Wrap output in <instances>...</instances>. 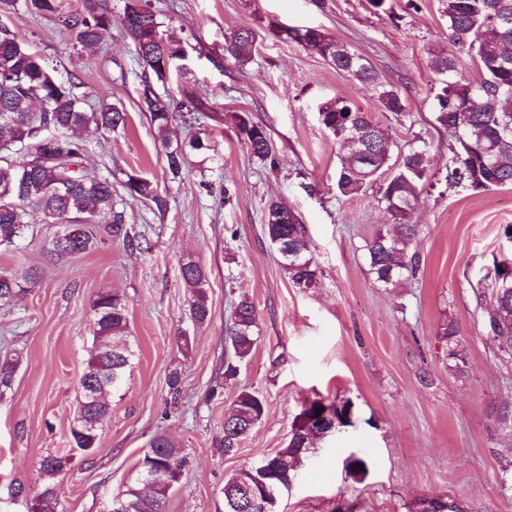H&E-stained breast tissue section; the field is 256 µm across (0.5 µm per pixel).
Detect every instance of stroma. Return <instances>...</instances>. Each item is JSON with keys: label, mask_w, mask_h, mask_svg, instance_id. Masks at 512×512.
I'll use <instances>...</instances> for the list:
<instances>
[{"label": "stroma", "mask_w": 512, "mask_h": 512, "mask_svg": "<svg viewBox=\"0 0 512 512\" xmlns=\"http://www.w3.org/2000/svg\"><path fill=\"white\" fill-rule=\"evenodd\" d=\"M112 25L100 44L83 48L63 15L37 13L29 0L1 22L90 104L116 105L124 126L81 133L85 172L111 177L116 210L148 250L114 237L75 256L52 253L57 224L30 225L15 246L0 248V273L35 271L31 291L0 309V357L20 354L12 386L0 393V512H27L14 486L40 482L38 461L65 452L92 351L97 294H120L128 307V341L136 358L121 396L111 401L93 459L74 458L56 512H101L123 490L154 435L185 449L189 463L167 512H224L225 479L286 447L305 402L348 398L354 425L319 441L279 512H413L419 497L459 499L473 512H512V429L490 409L512 405V358L500 355L487 324L494 303L489 278L512 262V185L483 192L447 187L448 134L433 118L438 90L433 52L447 46L441 0H150L166 37L184 46L189 72L154 82L179 103L173 127L189 169L172 179L163 149L141 109L143 69L121 26L126 0H104ZM251 27V58L224 53L239 27ZM316 28L365 56L385 87L408 100L409 118L385 112L372 90L355 89L314 49L286 34ZM339 97L385 131L391 149L413 134L430 145L429 183L418 189L411 221L419 227L418 272L406 287L377 286L365 246L390 217L375 189L354 197L336 191L339 151L319 107ZM206 104L184 109L187 100ZM266 126L274 164L253 158L233 116ZM157 183L166 211L129 197L126 175ZM211 191H204L203 183ZM276 200L307 229L317 284L288 278L265 235L262 213ZM204 266L210 317H189L180 277L187 260ZM248 294L257 311L256 345L238 377L224 378L225 329ZM454 320L466 349V371L449 368L441 325ZM180 375L172 394L171 373ZM265 401L262 422L224 454V415L241 388ZM368 460L363 482L347 480L349 454Z\"/></svg>", "instance_id": "stroma-1"}]
</instances>
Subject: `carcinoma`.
<instances>
[{
	"instance_id": "obj_1",
	"label": "carcinoma",
	"mask_w": 512,
	"mask_h": 512,
	"mask_svg": "<svg viewBox=\"0 0 512 512\" xmlns=\"http://www.w3.org/2000/svg\"><path fill=\"white\" fill-rule=\"evenodd\" d=\"M447 17L449 49L433 54L431 63L439 90L433 105L434 120L454 139V167L448 181L463 183L474 190L512 185V112L507 111L506 94L512 91V0H442ZM112 23L101 0H81L67 13L66 24L82 47H94ZM122 24L132 38L136 57L144 75L158 81L172 72L187 73V58L181 46L164 37L156 11L143 0H127ZM255 32L240 28L225 51L237 61L251 58ZM305 45L316 49L337 71L343 72L377 94L386 112L406 116L407 100L398 91L385 87L371 63L346 45L328 38L317 29H307ZM477 59L481 78L471 80L464 73L465 59ZM143 104L150 114L173 178L182 175L186 150L176 141L172 127L175 107L160 97L145 81ZM322 125L339 146L340 164L336 171V190L348 197L362 192L375 182L388 166L389 141L371 115L353 98L340 97L319 110ZM237 135L252 157L275 163L270 135L265 126L244 112L234 115ZM126 123V113L112 105L90 111L79 105L73 83L54 75L35 53L7 29H0V246H10L21 238L31 224H60L70 249L53 247L58 255L85 253L97 243L93 225L107 216L104 232L137 250L144 249L139 237L130 232L123 213L114 210L113 184L108 177L90 178L83 174L86 145L75 132L93 125L112 130ZM363 129L354 136L351 127ZM26 144L21 158L13 157V147ZM429 144L420 138L400 152V166L379 186L377 202L392 218L386 232L379 233L367 245L366 261L373 280L384 288H397L415 277L418 256L413 249L417 225L410 222L411 205L417 202L418 187L429 180ZM69 183L64 194L59 185ZM126 193L149 201L160 211L167 199L152 180L136 174L122 182ZM265 234L270 242L288 243L290 256L283 264L291 281L300 288L316 283L305 225L287 206L271 201L265 209ZM181 278L188 288L190 318L196 324L210 316L207 272L195 261L181 265ZM35 276L0 273V305L7 306L28 291ZM495 306L488 313V326L498 352L512 358V270L495 265L492 279ZM93 310V350L80 379L81 399L70 427V446L95 453L99 429L95 423L108 415L111 398L125 385L135 352L123 341L128 319L125 301L116 293L97 295ZM256 308L246 295L236 304L225 336L230 356L224 362V377H237L241 364L250 356L256 342ZM441 339L448 345V361L465 374V350L459 340V327L453 321L443 324ZM22 356L0 358V388L9 387ZM351 407L350 399L328 403L315 400L304 406L292 425L288 444L269 459H260L224 481V512H264L267 504L264 487L276 496L289 489L286 479L295 475L299 458L314 450L325 422L318 419L317 408ZM265 402L257 394L243 389L236 395L224 417V435L219 447L224 454L235 453L241 441L259 424ZM151 455L138 464L135 481L118 496L122 512H166L169 492L180 481L187 457L180 446L164 434L150 441ZM69 456L48 454L39 460L40 487L32 496L28 512H54L62 491L64 467ZM162 476L158 488H147L145 475Z\"/></svg>"
}]
</instances>
